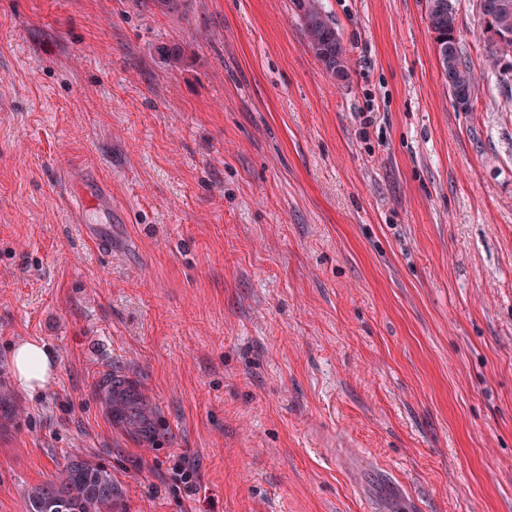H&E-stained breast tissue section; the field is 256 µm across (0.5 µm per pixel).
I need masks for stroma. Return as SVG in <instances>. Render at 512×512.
Here are the masks:
<instances>
[{
    "label": "stroma",
    "mask_w": 512,
    "mask_h": 512,
    "mask_svg": "<svg viewBox=\"0 0 512 512\" xmlns=\"http://www.w3.org/2000/svg\"><path fill=\"white\" fill-rule=\"evenodd\" d=\"M322 5L342 81L296 0H0V512L72 455L119 512H364L359 479L389 499L341 448L420 512H512V74L476 0L467 112L424 0ZM82 165L117 256L68 221ZM20 338L57 358L34 395ZM305 36L316 58L331 76H348L349 59L343 39L323 9L320 0H296ZM381 476L388 482L394 483L400 487V493L395 499L391 510H407V511H395V512H413V510L419 507L417 500L413 494L409 491L408 486L404 480H402L394 470L388 468L380 469Z\"/></svg>",
    "instance_id": "obj_1"
}]
</instances>
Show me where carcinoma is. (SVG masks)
Instances as JSON below:
<instances>
[{
  "instance_id": "cac0c4a2",
  "label": "carcinoma",
  "mask_w": 512,
  "mask_h": 512,
  "mask_svg": "<svg viewBox=\"0 0 512 512\" xmlns=\"http://www.w3.org/2000/svg\"><path fill=\"white\" fill-rule=\"evenodd\" d=\"M505 0H481L482 13L490 16L500 30L512 32V9L503 12ZM305 36L316 58L334 76L346 75L349 59L343 39L323 9L320 0H296ZM428 26L439 37L441 68L451 97L471 104L477 78L470 67L457 22L454 0H426ZM121 417L139 419L138 397L125 389ZM120 494L112 474L90 461L72 456L54 478L31 488L27 494L28 512H46L53 501L61 502L65 512H115Z\"/></svg>"
}]
</instances>
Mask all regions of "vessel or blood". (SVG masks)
<instances>
[{
	"mask_svg": "<svg viewBox=\"0 0 512 512\" xmlns=\"http://www.w3.org/2000/svg\"><path fill=\"white\" fill-rule=\"evenodd\" d=\"M75 223L87 243L98 251L112 250V192L93 168L70 174L65 184Z\"/></svg>",
	"mask_w": 512,
	"mask_h": 512,
	"instance_id": "1",
	"label": "vessel or blood"
}]
</instances>
